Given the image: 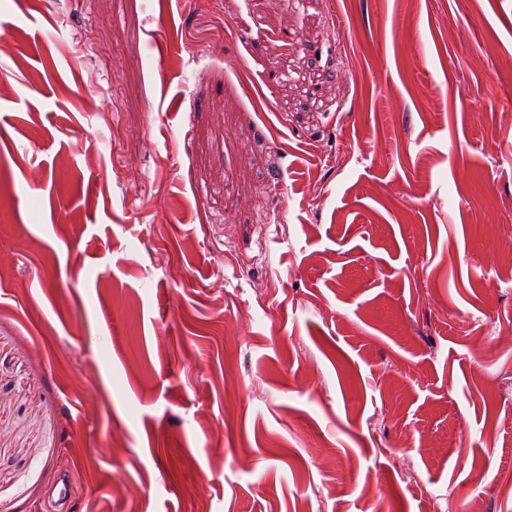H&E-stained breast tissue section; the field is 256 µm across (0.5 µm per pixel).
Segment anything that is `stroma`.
Wrapping results in <instances>:
<instances>
[{"label":"stroma","instance_id":"obj_1","mask_svg":"<svg viewBox=\"0 0 512 512\" xmlns=\"http://www.w3.org/2000/svg\"><path fill=\"white\" fill-rule=\"evenodd\" d=\"M512 0H0V512H512Z\"/></svg>","mask_w":512,"mask_h":512}]
</instances>
